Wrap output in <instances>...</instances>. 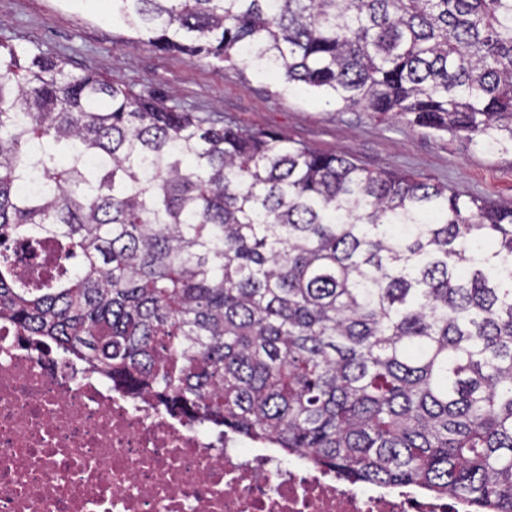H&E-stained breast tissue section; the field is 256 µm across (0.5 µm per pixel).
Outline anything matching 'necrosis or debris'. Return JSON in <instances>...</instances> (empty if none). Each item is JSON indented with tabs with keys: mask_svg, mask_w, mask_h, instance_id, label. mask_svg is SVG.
I'll list each match as a JSON object with an SVG mask.
<instances>
[{
	"mask_svg": "<svg viewBox=\"0 0 512 512\" xmlns=\"http://www.w3.org/2000/svg\"><path fill=\"white\" fill-rule=\"evenodd\" d=\"M0 512H470L407 487H344L242 451L150 395L0 331Z\"/></svg>",
	"mask_w": 512,
	"mask_h": 512,
	"instance_id": "necrosis-or-debris-1",
	"label": "necrosis or debris"
}]
</instances>
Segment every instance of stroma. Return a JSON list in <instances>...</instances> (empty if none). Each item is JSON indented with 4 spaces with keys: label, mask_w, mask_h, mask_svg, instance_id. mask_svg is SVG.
Returning a JSON list of instances; mask_svg holds the SVG:
<instances>
[{
    "label": "stroma",
    "mask_w": 512,
    "mask_h": 512,
    "mask_svg": "<svg viewBox=\"0 0 512 512\" xmlns=\"http://www.w3.org/2000/svg\"><path fill=\"white\" fill-rule=\"evenodd\" d=\"M0 44L63 57L71 71H91L145 95L172 93L184 109L220 112L241 128L281 131L325 153L348 152L370 169L411 171L512 206V155L403 118L344 110L241 62L192 63L157 51L113 21L106 0H0Z\"/></svg>",
    "instance_id": "obj_1"
}]
</instances>
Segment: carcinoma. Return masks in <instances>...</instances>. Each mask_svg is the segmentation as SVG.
<instances>
[{
  "label": "carcinoma",
  "mask_w": 512,
  "mask_h": 512,
  "mask_svg": "<svg viewBox=\"0 0 512 512\" xmlns=\"http://www.w3.org/2000/svg\"><path fill=\"white\" fill-rule=\"evenodd\" d=\"M107 2L158 51L512 153V0ZM170 98L0 46V319L349 483L512 512V207Z\"/></svg>",
  "instance_id": "carcinoma-1"
}]
</instances>
